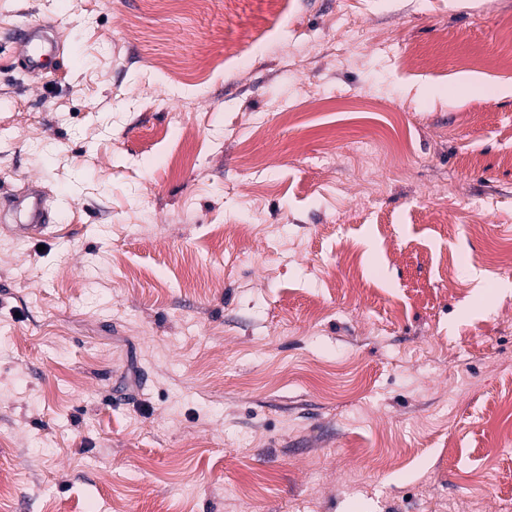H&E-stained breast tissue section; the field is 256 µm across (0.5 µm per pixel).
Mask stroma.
Here are the masks:
<instances>
[{"label": "stroma", "instance_id": "obj_1", "mask_svg": "<svg viewBox=\"0 0 512 512\" xmlns=\"http://www.w3.org/2000/svg\"><path fill=\"white\" fill-rule=\"evenodd\" d=\"M511 257L512 0H0V512H512ZM41 27L37 24H25L13 32V38L19 44L28 69H39L47 58L56 57L61 51L58 40H43ZM15 203L21 217V224H16L19 233L29 235L41 232L50 225V209L39 189L31 186L25 195L16 198Z\"/></svg>", "mask_w": 512, "mask_h": 512}]
</instances>
